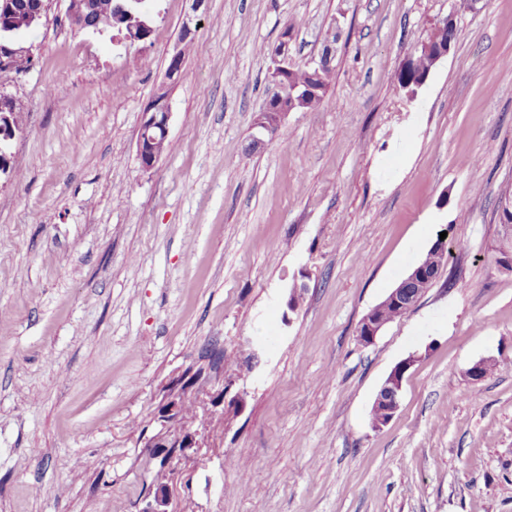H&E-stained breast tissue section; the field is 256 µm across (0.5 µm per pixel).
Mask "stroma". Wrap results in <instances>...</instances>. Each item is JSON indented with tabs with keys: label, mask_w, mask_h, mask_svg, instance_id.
I'll use <instances>...</instances> for the list:
<instances>
[{
	"label": "stroma",
	"mask_w": 512,
	"mask_h": 512,
	"mask_svg": "<svg viewBox=\"0 0 512 512\" xmlns=\"http://www.w3.org/2000/svg\"><path fill=\"white\" fill-rule=\"evenodd\" d=\"M190 5L155 0L130 45L71 32L54 0L33 67L0 74L27 114L22 175L0 177V512H142L162 487L170 512H512V273L494 252L512 0H207L146 170L139 127ZM449 15L454 46L408 101L400 65ZM334 25L324 102L251 149L260 46L291 30L303 69ZM441 236L436 281L361 344ZM413 362V359H409L397 365L379 388L371 406V411L375 413L371 418L373 428L380 429L387 425L399 409L403 380Z\"/></svg>",
	"instance_id": "1"
}]
</instances>
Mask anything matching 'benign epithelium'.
<instances>
[{"mask_svg":"<svg viewBox=\"0 0 512 512\" xmlns=\"http://www.w3.org/2000/svg\"><path fill=\"white\" fill-rule=\"evenodd\" d=\"M205 0H192L191 13L182 24L177 42L169 58L165 80L150 104L143 112V122L137 139V158L140 166L149 170L155 167L164 157L161 146L168 141L169 123L171 118L169 86L180 77L184 61V45L195 36L198 13L203 9ZM51 0H0V15L13 18L25 15L30 24L40 26L47 21ZM92 5L89 0H67L66 19L69 28L83 31L92 27L99 28V23H90ZM109 26L119 29L121 40L134 44L145 40L151 30V18L141 15L135 17L120 11L106 21ZM454 15L450 14L433 26L436 36L429 42H424L416 52L407 55L401 69L408 71L415 68L416 57H426L430 65L419 70L404 82L400 88L406 96L414 100L419 90L426 84L433 68L450 52L453 39L448 32L455 30ZM337 37L326 40L319 61L315 66L306 69L307 80L301 84L285 83V75L292 70L288 63L290 42L288 36H282L279 41L270 46L268 53L275 67L271 72L270 93L254 121V132L251 135V147L257 149L264 144V138L278 128L285 117L291 112H305L313 100L322 92V77L326 68L330 67L336 56ZM32 49L19 42L0 41V73L15 71L14 61L18 58H29ZM25 113L16 99L0 92V175L12 176V158L9 151L10 142L16 133L23 129ZM499 224L504 237L512 235V200L504 199L498 206ZM434 258V265L420 263L412 268L408 275L399 281L383 299L381 305L396 310L397 316H403L418 302L427 287L435 282L434 268H438L447 260L445 241L436 240L429 248ZM389 324V320L378 315L376 308H371L360 320L357 337L360 343H373L381 331ZM413 364L409 359L397 365L379 388L372 403L375 416L371 418L372 427L380 429L387 425L400 406L403 380L406 372Z\"/></svg>","mask_w":512,"mask_h":512,"instance_id":"1","label":"benign epithelium"}]
</instances>
